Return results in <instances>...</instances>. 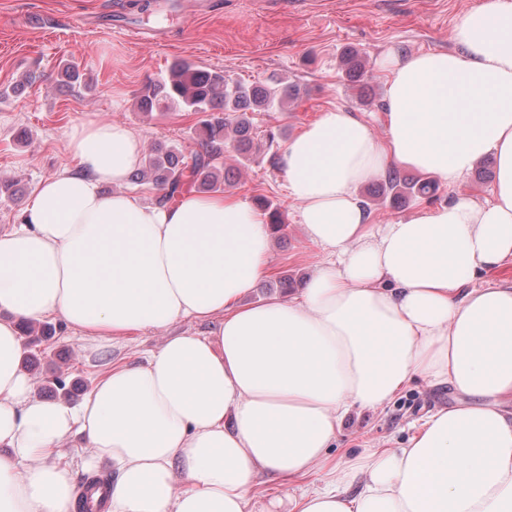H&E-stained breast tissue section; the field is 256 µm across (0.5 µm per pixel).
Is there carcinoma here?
Here are the masks:
<instances>
[{
    "mask_svg": "<svg viewBox=\"0 0 512 512\" xmlns=\"http://www.w3.org/2000/svg\"><path fill=\"white\" fill-rule=\"evenodd\" d=\"M342 64L346 75L364 87H371L376 76L366 69L365 61L355 50L345 51ZM60 76L71 87H80L84 74L74 60L64 64ZM297 96L294 85L247 83L232 79L222 71L206 70L187 62L174 64L169 71L145 84L137 105L143 112L168 111L183 108L200 115L195 128V148L185 152L165 143H157L145 154L142 167L131 176V182L147 180L160 191L159 204L169 202L182 192H216L223 185L221 170L224 152L232 149L248 161L263 151L271 153L270 162L278 163L273 152L277 133L261 130L254 125L252 114L281 110ZM437 185L428 178H414L390 170L378 184V194L392 203L432 198ZM267 211L273 232L285 230L278 209L263 198L257 199Z\"/></svg>",
    "mask_w": 512,
    "mask_h": 512,
    "instance_id": "carcinoma-1",
    "label": "carcinoma"
}]
</instances>
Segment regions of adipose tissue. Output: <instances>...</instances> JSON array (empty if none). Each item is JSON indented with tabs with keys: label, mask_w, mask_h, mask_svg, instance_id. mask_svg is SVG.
Returning <instances> with one entry per match:
<instances>
[{
	"label": "adipose tissue",
	"mask_w": 512,
	"mask_h": 512,
	"mask_svg": "<svg viewBox=\"0 0 512 512\" xmlns=\"http://www.w3.org/2000/svg\"><path fill=\"white\" fill-rule=\"evenodd\" d=\"M453 40L378 59L384 138L334 105L288 141L287 195L329 255L288 300L242 302L271 269V228L248 200L144 203L126 188L141 138L100 119L70 127V165L0 234V512H76L59 455L72 440L85 466L116 471L109 512H512V284L473 285L512 261V0H482ZM487 156L481 202L374 224L358 194L392 169L455 188ZM51 318L99 348L215 326L110 366L73 406L36 396L21 367L19 323ZM417 378L461 402L338 471L328 450L351 410L385 407ZM318 467L324 484L300 494L252 492L260 471L289 485Z\"/></svg>",
	"instance_id": "adipose-tissue-1"
}]
</instances>
